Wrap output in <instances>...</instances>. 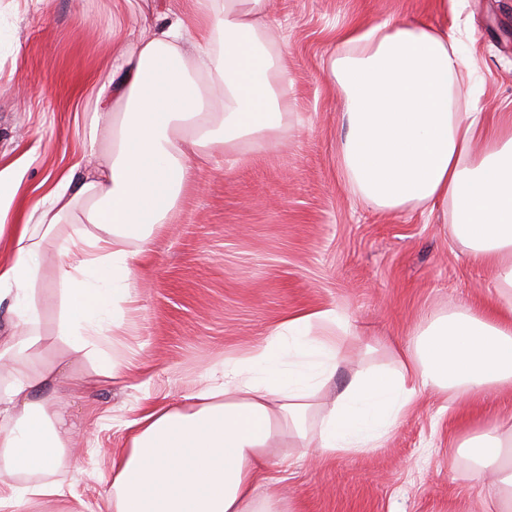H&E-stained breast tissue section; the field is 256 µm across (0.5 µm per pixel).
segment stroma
<instances>
[{
	"instance_id": "35a3bbf8",
	"label": "stroma",
	"mask_w": 512,
	"mask_h": 512,
	"mask_svg": "<svg viewBox=\"0 0 512 512\" xmlns=\"http://www.w3.org/2000/svg\"><path fill=\"white\" fill-rule=\"evenodd\" d=\"M196 0H0V168L25 164L27 211L84 153L95 86L112 43L134 45L168 10ZM393 17L459 40L474 65L461 100L512 113V0H271L291 79L275 147L225 164L198 158L169 222L136 264L138 296L114 341L123 375L75 396L78 433L53 475L60 497L19 512H103L98 477L153 403H178L206 369L268 340L288 314L330 305L348 316L349 353L380 339L408 346L428 319L490 305L493 273L448 233L443 209L383 212L346 183L338 156L343 93L331 71L342 34ZM512 416V389L479 398L419 395L384 447L313 462L272 448L266 474L299 512H483L485 487L460 444Z\"/></svg>"
}]
</instances>
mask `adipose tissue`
Segmentation results:
<instances>
[{
  "label": "adipose tissue",
  "instance_id": "1",
  "mask_svg": "<svg viewBox=\"0 0 512 512\" xmlns=\"http://www.w3.org/2000/svg\"><path fill=\"white\" fill-rule=\"evenodd\" d=\"M198 35L179 15L143 28L135 47L113 45L115 66L97 89L85 149L34 204L15 215L22 177L0 170V473L60 463L73 431L69 357L117 378L101 347L121 327L138 289L137 258L169 222L191 177L192 158L237 161L273 147L284 128L290 78L270 45L269 0H197ZM333 70L345 98L339 144L348 184L382 210L450 206L449 232L474 262L492 266L496 303L436 316L392 367L337 375L347 361L349 321L338 306L293 313L271 339L201 375L185 403H159L131 433L103 481L112 512H297L259 492L273 441L294 454L360 453L383 447L426 390L479 396L512 386V115L494 126L461 110L456 86L469 62L444 32L387 19L347 32ZM108 149H101V136ZM55 246L57 332L67 350L39 358L45 343L44 254ZM462 447L476 479L494 475L489 498L512 512V427L495 423Z\"/></svg>",
  "mask_w": 512,
  "mask_h": 512
}]
</instances>
